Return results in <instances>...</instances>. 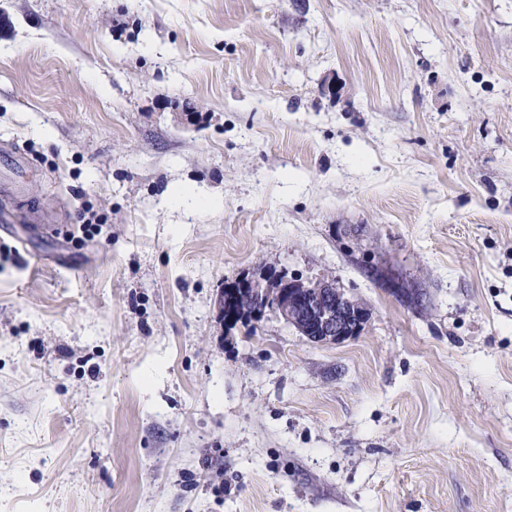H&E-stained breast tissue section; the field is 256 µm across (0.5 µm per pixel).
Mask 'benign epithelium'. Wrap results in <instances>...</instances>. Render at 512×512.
<instances>
[{
  "label": "benign epithelium",
  "mask_w": 512,
  "mask_h": 512,
  "mask_svg": "<svg viewBox=\"0 0 512 512\" xmlns=\"http://www.w3.org/2000/svg\"><path fill=\"white\" fill-rule=\"evenodd\" d=\"M244 292L254 305L251 320L258 321L272 312L316 343L355 337L368 322V312L329 281L306 285L286 278L278 288L253 282Z\"/></svg>",
  "instance_id": "7a95c632"
}]
</instances>
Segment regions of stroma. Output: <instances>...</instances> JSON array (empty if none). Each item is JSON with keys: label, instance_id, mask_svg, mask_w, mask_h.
<instances>
[{"label": "stroma", "instance_id": "1", "mask_svg": "<svg viewBox=\"0 0 512 512\" xmlns=\"http://www.w3.org/2000/svg\"><path fill=\"white\" fill-rule=\"evenodd\" d=\"M6 182L0 512H512V0H0ZM243 289L254 305L252 321L272 312L316 343L341 342L358 336L369 318L368 312L337 289L334 282L305 285L286 278L278 288L253 282Z\"/></svg>", "mask_w": 512, "mask_h": 512}]
</instances>
